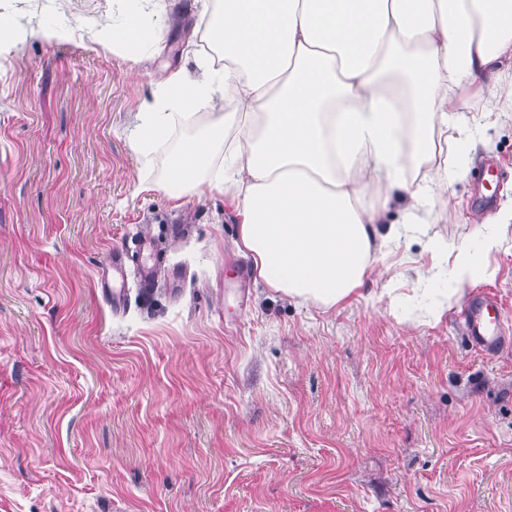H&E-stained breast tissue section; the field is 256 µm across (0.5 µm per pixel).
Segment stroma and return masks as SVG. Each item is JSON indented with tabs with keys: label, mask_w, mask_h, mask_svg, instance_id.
Instances as JSON below:
<instances>
[{
	"label": "stroma",
	"mask_w": 512,
	"mask_h": 512,
	"mask_svg": "<svg viewBox=\"0 0 512 512\" xmlns=\"http://www.w3.org/2000/svg\"><path fill=\"white\" fill-rule=\"evenodd\" d=\"M72 42L0 59V512H512V345L485 355L459 318L479 291L512 330V112L476 89L464 174L439 221L391 247L330 309L252 280L235 290L237 219L216 191L173 208L170 154L204 123L136 148L128 127L194 28L149 71L98 42L88 5L8 0ZM501 174L478 210L477 164ZM152 238L158 283L112 302V260ZM436 236L483 273L459 290Z\"/></svg>",
	"instance_id": "stroma-1"
}]
</instances>
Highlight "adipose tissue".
<instances>
[{
    "label": "adipose tissue",
    "mask_w": 512,
    "mask_h": 512,
    "mask_svg": "<svg viewBox=\"0 0 512 512\" xmlns=\"http://www.w3.org/2000/svg\"><path fill=\"white\" fill-rule=\"evenodd\" d=\"M98 39L134 47L135 63L165 46L162 30L125 13ZM206 20L185 54L197 70L166 72L135 113V145L198 113L199 132L169 159L175 206L214 188L234 205L239 251L257 278L292 302L336 306L359 291L388 247L414 230L385 225L393 189L407 212L461 176L434 166L449 125L467 126V88L491 79L512 102V0H193ZM64 24L21 25L0 12V58L20 42L73 40ZM224 167L203 174L216 144ZM428 163L404 175L407 156Z\"/></svg>",
    "instance_id": "adipose-tissue-1"
}]
</instances>
